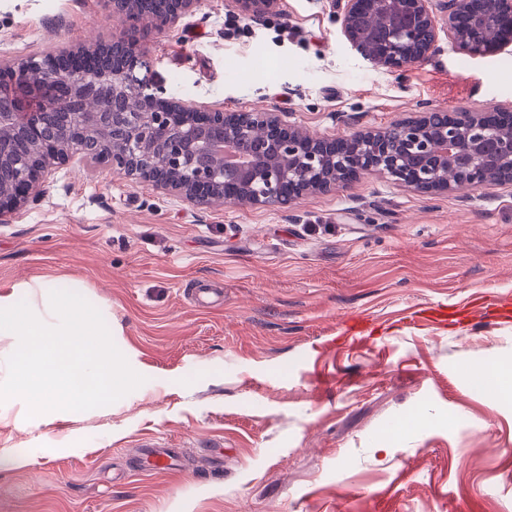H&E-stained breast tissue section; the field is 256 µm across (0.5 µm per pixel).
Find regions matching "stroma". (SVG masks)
I'll list each match as a JSON object with an SVG mask.
<instances>
[{
	"label": "stroma",
	"instance_id": "35a3bbf8",
	"mask_svg": "<svg viewBox=\"0 0 512 512\" xmlns=\"http://www.w3.org/2000/svg\"><path fill=\"white\" fill-rule=\"evenodd\" d=\"M108 0H0V60L121 37ZM186 107H257L325 136L422 107L512 105V50L405 72L347 47L326 0L260 21L199 0L145 27ZM77 282L144 383L27 419L0 404V512H512V185L430 195L376 175L290 208L197 205L72 162L0 214V295ZM215 290L198 306L190 289ZM181 471L148 469V443ZM25 465H17V458ZM167 8L158 16L156 26L159 28L173 27L179 19L196 7L197 0H166Z\"/></svg>",
	"mask_w": 512,
	"mask_h": 512
}]
</instances>
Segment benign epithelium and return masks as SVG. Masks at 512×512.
I'll return each instance as SVG.
<instances>
[{"instance_id": "benign-epithelium-1", "label": "benign epithelium", "mask_w": 512, "mask_h": 512, "mask_svg": "<svg viewBox=\"0 0 512 512\" xmlns=\"http://www.w3.org/2000/svg\"><path fill=\"white\" fill-rule=\"evenodd\" d=\"M350 49L376 68L401 71L430 58L440 34L459 52L481 57L512 46V0H330ZM128 24L127 37L98 38L49 53L54 70L29 58L0 64V167L14 179L0 187V213L41 200L53 169L88 161L80 150L88 137L120 132L125 150L105 163L114 172L176 192L203 205L247 202L287 208L310 193L344 189L365 174H378L413 191L456 193L512 184V108L471 112L429 109L382 127L322 136L285 123L261 108L241 120L212 108L191 111L165 87L142 82L144 44L134 0H110ZM197 0H167L156 26L172 27ZM238 16L265 17L280 0H224ZM119 46L127 60L119 71L90 72L75 63L100 48ZM60 110L58 136L43 141L36 164L22 144L42 141L41 113Z\"/></svg>"}]
</instances>
